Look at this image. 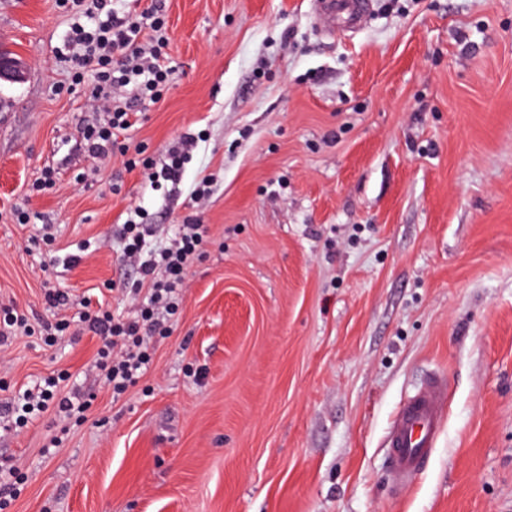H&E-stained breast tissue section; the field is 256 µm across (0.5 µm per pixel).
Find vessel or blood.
Masks as SVG:
<instances>
[{
  "label": "vessel or blood",
  "mask_w": 512,
  "mask_h": 512,
  "mask_svg": "<svg viewBox=\"0 0 512 512\" xmlns=\"http://www.w3.org/2000/svg\"><path fill=\"white\" fill-rule=\"evenodd\" d=\"M319 20L326 31L354 27L362 14L359 0H326ZM445 382L433 377L425 381L400 409L387 436L391 470L400 486H407L432 454L443 419Z\"/></svg>",
  "instance_id": "vessel-or-blood-1"
}]
</instances>
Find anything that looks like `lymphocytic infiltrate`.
<instances>
[{
  "instance_id": "obj_1",
  "label": "lymphocytic infiltrate",
  "mask_w": 512,
  "mask_h": 512,
  "mask_svg": "<svg viewBox=\"0 0 512 512\" xmlns=\"http://www.w3.org/2000/svg\"><path fill=\"white\" fill-rule=\"evenodd\" d=\"M82 22L71 27L66 45L72 48L70 61L77 72H91L92 102L100 117L84 129V153L98 162L111 156L115 132L137 122L136 104L160 100L169 82L170 70L162 63L166 46L162 5H153L132 15L113 8L112 0H75ZM207 230L191 217L185 218L164 246L145 252V238L136 224L125 222L117 235L124 252L139 262V276L126 283L129 292L144 293L145 301L136 315L125 316L107 310L84 312L79 320L102 340L98 369L104 381L119 396L134 386L153 365L154 335H168V320L181 303V291L188 269L203 258ZM91 397L61 395L55 380L37 389L25 390L8 414H56L80 417L89 409Z\"/></svg>"
}]
</instances>
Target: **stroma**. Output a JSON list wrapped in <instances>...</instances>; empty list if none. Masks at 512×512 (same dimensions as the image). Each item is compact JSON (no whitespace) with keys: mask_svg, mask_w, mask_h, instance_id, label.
Wrapping results in <instances>:
<instances>
[{"mask_svg":"<svg viewBox=\"0 0 512 512\" xmlns=\"http://www.w3.org/2000/svg\"><path fill=\"white\" fill-rule=\"evenodd\" d=\"M364 2L332 37L314 0H165L169 85L117 140L157 158L192 133L168 190L118 154L91 172L70 13L0 0V49L28 64L0 82V302L34 328L62 316L52 288L134 312L117 225L208 228L121 397L81 327L0 348V405L50 377L93 397L0 430L8 512H512V0ZM433 373L439 443L397 491L390 421Z\"/></svg>","mask_w":512,"mask_h":512,"instance_id":"35a3bbf8","label":"stroma"}]
</instances>
